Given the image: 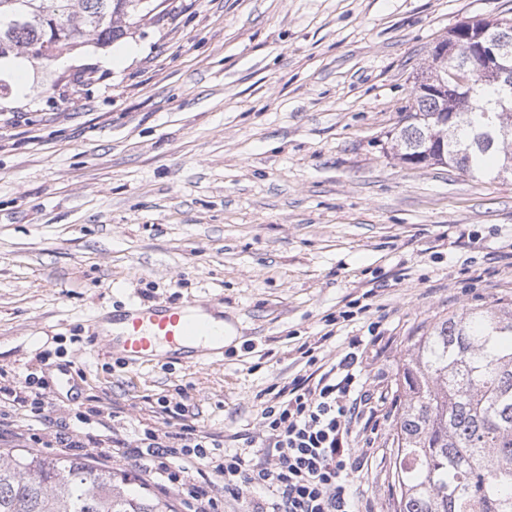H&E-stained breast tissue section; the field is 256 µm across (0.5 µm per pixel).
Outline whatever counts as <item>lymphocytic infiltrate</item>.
<instances>
[{
  "mask_svg": "<svg viewBox=\"0 0 512 512\" xmlns=\"http://www.w3.org/2000/svg\"><path fill=\"white\" fill-rule=\"evenodd\" d=\"M327 336L302 343L304 373L263 390L258 448L226 451L219 436L192 428L176 433L144 428L134 461L142 475L180 487L188 512H224L225 498L248 499L249 512H359L353 476L364 456L351 444L352 427L369 403L364 346L349 337L339 356L323 357ZM26 377L0 392V409L46 419L48 404ZM200 482H187L190 472Z\"/></svg>",
  "mask_w": 512,
  "mask_h": 512,
  "instance_id": "lymphocytic-infiltrate-1",
  "label": "lymphocytic infiltrate"
}]
</instances>
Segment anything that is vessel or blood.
I'll list each match as a JSON object with an SVG mask.
<instances>
[{
  "mask_svg": "<svg viewBox=\"0 0 512 512\" xmlns=\"http://www.w3.org/2000/svg\"><path fill=\"white\" fill-rule=\"evenodd\" d=\"M125 322L121 336L104 334L101 345L118 353L131 366L163 362L177 357L187 361L217 359L224 351L222 330L208 319L190 315L176 306L131 303L121 315Z\"/></svg>",
  "mask_w": 512,
  "mask_h": 512,
  "instance_id": "1",
  "label": "vessel or blood"
}]
</instances>
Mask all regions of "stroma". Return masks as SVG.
<instances>
[{
  "label": "stroma",
  "mask_w": 512,
  "mask_h": 512,
  "mask_svg": "<svg viewBox=\"0 0 512 512\" xmlns=\"http://www.w3.org/2000/svg\"><path fill=\"white\" fill-rule=\"evenodd\" d=\"M159 17L28 75L0 99V387L34 376L55 425L119 412L127 458L187 395L186 424L226 449L261 429L258 394L304 370L297 348L372 292L326 348L377 323L364 362L374 417L360 512H389L391 384L411 337L475 305L512 307V177L399 159L395 135L438 39L512 17V0H149ZM207 303L220 361L132 367L89 352L93 320L130 300ZM57 456L23 415L0 450Z\"/></svg>",
  "instance_id": "35a3bbf8"
}]
</instances>
